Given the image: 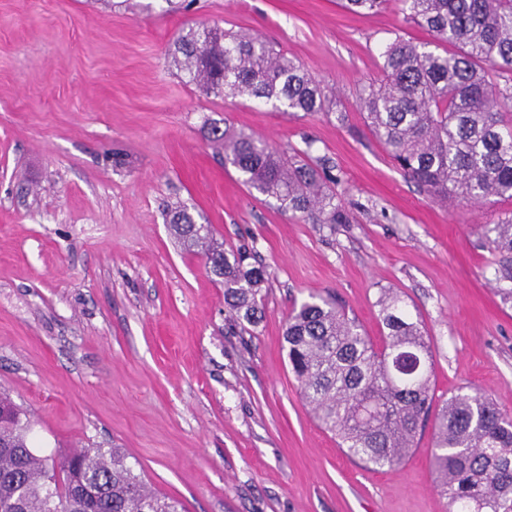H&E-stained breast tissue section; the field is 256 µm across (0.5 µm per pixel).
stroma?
<instances>
[{"instance_id":"obj_1","label":"stroma","mask_w":512,"mask_h":512,"mask_svg":"<svg viewBox=\"0 0 512 512\" xmlns=\"http://www.w3.org/2000/svg\"><path fill=\"white\" fill-rule=\"evenodd\" d=\"M246 28L336 92L287 114L189 84L177 38ZM428 33L397 0H0V391L45 455L120 448L184 512H448L433 425L399 469L364 467L322 430L288 366L285 321L330 296L380 340L396 290L423 324L436 404L480 391L512 416V304L486 228L512 202L433 201L391 161L359 107L379 46ZM229 121L336 179L350 221L308 224L249 194L209 122ZM256 246L269 273L241 329L168 206Z\"/></svg>"}]
</instances>
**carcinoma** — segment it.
Here are the masks:
<instances>
[{
  "mask_svg": "<svg viewBox=\"0 0 512 512\" xmlns=\"http://www.w3.org/2000/svg\"><path fill=\"white\" fill-rule=\"evenodd\" d=\"M389 0H340L351 13ZM404 19L434 41L401 35L382 44L383 78L365 86L359 106L391 159L432 199L453 205L490 197L512 201V0H400ZM188 82L221 97L272 102L286 112L330 113L333 89L256 33L191 28L173 53ZM224 161L249 192L311 224H348L334 179L288 152L229 125L210 128ZM168 224L188 251L200 250L224 286L240 325L261 314L263 264L247 246L225 250L209 224L185 206ZM512 255V211L486 230ZM377 345L359 320L312 295L285 324L288 363L320 426L363 463L397 469L434 406L432 355L420 321L392 290L378 299ZM0 512H182L152 491L120 448H74L48 458L29 446L31 420L0 392ZM431 466L449 512H512V417L480 393L458 394L435 413Z\"/></svg>",
  "mask_w": 512,
  "mask_h": 512,
  "instance_id": "obj_1",
  "label": "carcinoma"
}]
</instances>
